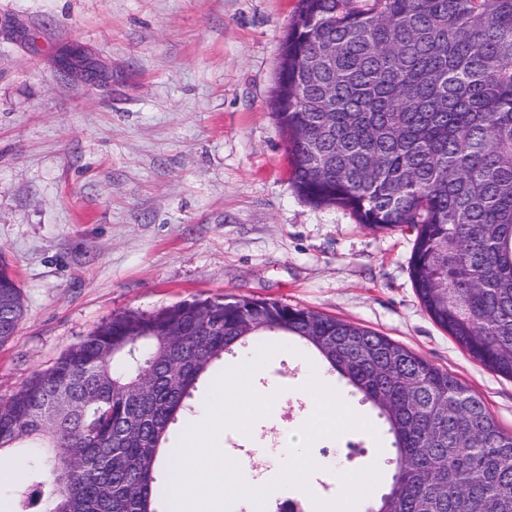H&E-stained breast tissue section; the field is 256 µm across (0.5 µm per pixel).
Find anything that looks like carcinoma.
<instances>
[{
	"mask_svg": "<svg viewBox=\"0 0 512 512\" xmlns=\"http://www.w3.org/2000/svg\"><path fill=\"white\" fill-rule=\"evenodd\" d=\"M274 115L297 193L374 231L412 228L421 305L512 378V0H299ZM23 319L0 255V346ZM263 333L299 338L379 409L395 467L365 512H512V435L455 376L374 331L249 297L116 313L0 400V452L40 459L18 512H156L171 426L215 361Z\"/></svg>",
	"mask_w": 512,
	"mask_h": 512,
	"instance_id": "obj_1",
	"label": "carcinoma"
}]
</instances>
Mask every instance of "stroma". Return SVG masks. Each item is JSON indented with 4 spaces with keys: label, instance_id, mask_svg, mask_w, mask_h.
Segmentation results:
<instances>
[{
    "label": "stroma",
    "instance_id": "35a3bbf8",
    "mask_svg": "<svg viewBox=\"0 0 512 512\" xmlns=\"http://www.w3.org/2000/svg\"><path fill=\"white\" fill-rule=\"evenodd\" d=\"M297 0H0V250L25 317L0 347V398L112 314L194 296L278 301L399 342L447 369L512 434V379L474 359L421 306L409 261L415 234L373 231L297 196L274 100L281 38ZM97 68L87 86L59 61ZM274 346L250 378L284 403L217 446L269 487L263 512L294 498L310 512L337 499L332 459L365 472L380 457L387 492L395 450L383 419L332 382L373 432L309 447L306 488L274 487L256 451L285 442L311 404L313 355Z\"/></svg>",
    "mask_w": 512,
    "mask_h": 512
}]
</instances>
